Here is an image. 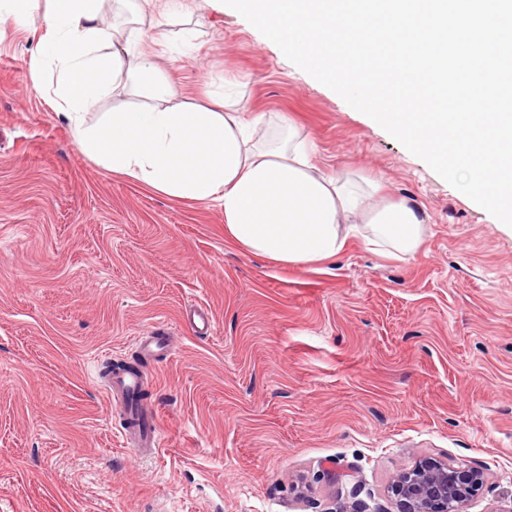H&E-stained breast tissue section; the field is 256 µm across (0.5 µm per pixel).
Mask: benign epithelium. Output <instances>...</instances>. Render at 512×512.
<instances>
[{
  "label": "benign epithelium",
  "instance_id": "7a95c632",
  "mask_svg": "<svg viewBox=\"0 0 512 512\" xmlns=\"http://www.w3.org/2000/svg\"><path fill=\"white\" fill-rule=\"evenodd\" d=\"M486 483L482 469L467 464L450 465L426 460L400 472L392 481L389 493L397 512H453L473 498Z\"/></svg>",
  "mask_w": 512,
  "mask_h": 512
}]
</instances>
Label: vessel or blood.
<instances>
[{"label": "vessel or blood", "instance_id": "b4317fda", "mask_svg": "<svg viewBox=\"0 0 512 512\" xmlns=\"http://www.w3.org/2000/svg\"><path fill=\"white\" fill-rule=\"evenodd\" d=\"M142 389L143 377L136 371L111 375L105 384L108 396L117 397L120 401V410L126 420L124 437L127 444L136 450L153 453L161 447L162 438L143 405L134 401Z\"/></svg>", "mask_w": 512, "mask_h": 512}]
</instances>
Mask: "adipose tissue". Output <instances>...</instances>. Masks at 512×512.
Returning <instances> with one entry per match:
<instances>
[{
  "mask_svg": "<svg viewBox=\"0 0 512 512\" xmlns=\"http://www.w3.org/2000/svg\"><path fill=\"white\" fill-rule=\"evenodd\" d=\"M104 0H0V17L42 14L34 75L51 71L52 102L81 153L172 199L221 203L224 241L285 270L322 266L361 244L399 262L425 245L428 216L378 178L332 171L313 158L296 120L266 144L259 118L234 111L232 83L213 106L179 102L167 75L102 20ZM124 92L98 123L87 116Z\"/></svg>",
  "mask_w": 512,
  "mask_h": 512,
  "instance_id": "obj_1",
  "label": "adipose tissue"
}]
</instances>
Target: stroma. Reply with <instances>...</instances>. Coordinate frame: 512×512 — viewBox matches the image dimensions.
<instances>
[{"mask_svg":"<svg viewBox=\"0 0 512 512\" xmlns=\"http://www.w3.org/2000/svg\"><path fill=\"white\" fill-rule=\"evenodd\" d=\"M107 0L189 103L297 117L322 166L388 181L426 244L285 271L76 146L30 59L40 16L0 24V512H325L388 506L422 459L483 469L465 512L512 504V227L312 80L221 0ZM158 326L167 350L137 339ZM148 380L163 446H125L105 362ZM338 478L326 482L323 471Z\"/></svg>","mask_w":512,"mask_h":512,"instance_id":"obj_1","label":"stroma"}]
</instances>
